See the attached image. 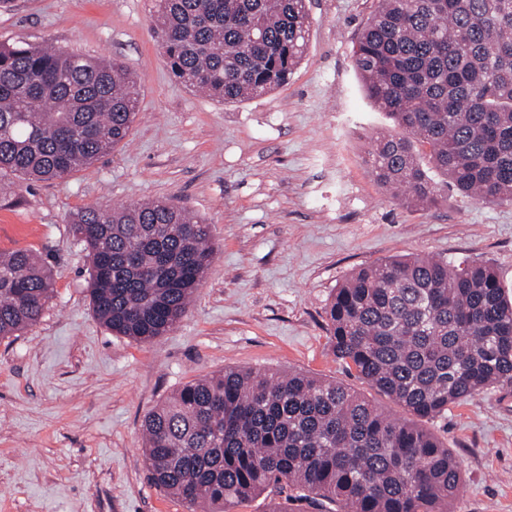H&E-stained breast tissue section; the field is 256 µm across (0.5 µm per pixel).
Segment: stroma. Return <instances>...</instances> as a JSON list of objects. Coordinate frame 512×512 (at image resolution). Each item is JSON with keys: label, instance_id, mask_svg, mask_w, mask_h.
Returning a JSON list of instances; mask_svg holds the SVG:
<instances>
[{"label": "stroma", "instance_id": "obj_1", "mask_svg": "<svg viewBox=\"0 0 512 512\" xmlns=\"http://www.w3.org/2000/svg\"><path fill=\"white\" fill-rule=\"evenodd\" d=\"M374 0H308L305 54L268 94L224 104L172 73L157 0H13L0 42L117 59L135 77L127 144L0 200V250L54 274L40 321L0 340V512H189L151 483L142 422L184 384L228 368L302 373L407 412L332 355L326 309L356 270L419 254L486 261L512 294V204L447 186L415 209L380 186L374 139L394 122L352 49ZM166 200L206 220L216 255L181 322L149 343L108 330L89 296L73 213ZM461 466L452 512H512V390L480 391L424 421Z\"/></svg>", "mask_w": 512, "mask_h": 512}]
</instances>
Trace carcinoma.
<instances>
[{"instance_id": "cac0c4a2", "label": "carcinoma", "mask_w": 512, "mask_h": 512, "mask_svg": "<svg viewBox=\"0 0 512 512\" xmlns=\"http://www.w3.org/2000/svg\"><path fill=\"white\" fill-rule=\"evenodd\" d=\"M306 2L160 0L173 74L226 104L283 85L307 46ZM353 60L401 130L376 141L381 186L433 207L434 169L464 195L512 204V0H377ZM137 105L115 59L1 43L0 177L49 181L93 164L129 137ZM69 233L88 252L96 317L140 342L182 320L214 256L210 225L164 201L84 209ZM52 297L40 255L0 251V339L36 324ZM326 314L333 354L412 419L318 377L226 369L147 414L150 480L190 512L266 492L316 512H449L461 468L420 421L512 389V299L496 270L388 259L347 278Z\"/></svg>"}]
</instances>
